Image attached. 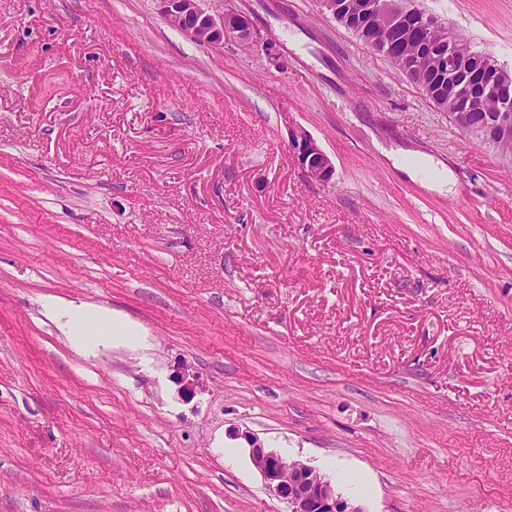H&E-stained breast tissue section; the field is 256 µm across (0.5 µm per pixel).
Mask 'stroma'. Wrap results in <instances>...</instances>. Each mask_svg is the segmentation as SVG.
Here are the masks:
<instances>
[{
  "mask_svg": "<svg viewBox=\"0 0 512 512\" xmlns=\"http://www.w3.org/2000/svg\"><path fill=\"white\" fill-rule=\"evenodd\" d=\"M416 5L512 72V0ZM203 6L261 41L0 0V512H289L253 438L362 512H512V158L317 0ZM54 303L142 344L77 350ZM288 145L297 167L309 178L324 185L333 181L336 170L331 158L304 127L289 124Z\"/></svg>",
  "mask_w": 512,
  "mask_h": 512,
  "instance_id": "35a3bbf8",
  "label": "stroma"
}]
</instances>
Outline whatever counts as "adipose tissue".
Listing matches in <instances>:
<instances>
[{
    "instance_id": "adipose-tissue-1",
    "label": "adipose tissue",
    "mask_w": 512,
    "mask_h": 512,
    "mask_svg": "<svg viewBox=\"0 0 512 512\" xmlns=\"http://www.w3.org/2000/svg\"><path fill=\"white\" fill-rule=\"evenodd\" d=\"M65 319L67 333L77 348L88 349L99 341L136 346L140 338L127 322L99 310L67 307L61 312Z\"/></svg>"
}]
</instances>
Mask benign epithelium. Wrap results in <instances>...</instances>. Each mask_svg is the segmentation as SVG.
I'll return each mask as SVG.
<instances>
[{
    "label": "benign epithelium",
    "mask_w": 512,
    "mask_h": 512,
    "mask_svg": "<svg viewBox=\"0 0 512 512\" xmlns=\"http://www.w3.org/2000/svg\"><path fill=\"white\" fill-rule=\"evenodd\" d=\"M159 11L176 28L198 42L224 44V38L233 36L252 42L259 38L253 16L243 11L227 10L216 17L202 8L204 0H156ZM323 12L339 24L352 29L374 50H380L406 75L412 76L419 67L414 46L422 47L443 35L441 23L427 17L417 20L413 8L404 0H319ZM408 30L411 38L397 41L394 34ZM468 62L481 73H492V84L479 90L462 92L457 86H439L432 82L421 85L422 93L440 107L453 104L452 121L459 128L494 141L496 148L512 154V120L506 113L512 110V74L488 55L476 52L467 43L448 35V51L439 59L438 68L453 73ZM493 101L500 110L495 122L477 123L475 115ZM289 149L298 168L312 180L327 185L333 181L335 166L317 140L301 125L289 124ZM250 459L264 477L275 496L288 503L290 512H362L336 493L331 482L312 466L290 460L265 449L254 441Z\"/></svg>",
    "instance_id": "benign-epithelium-1"
}]
</instances>
